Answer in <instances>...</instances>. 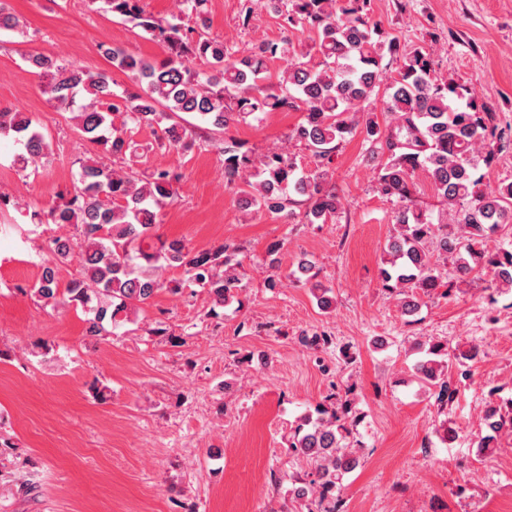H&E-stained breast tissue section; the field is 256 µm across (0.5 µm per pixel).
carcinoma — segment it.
<instances>
[{"mask_svg": "<svg viewBox=\"0 0 512 512\" xmlns=\"http://www.w3.org/2000/svg\"><path fill=\"white\" fill-rule=\"evenodd\" d=\"M177 2L176 13L158 19L145 13L140 0H103L105 10L157 38L166 50L161 59L105 50L130 89L115 91L107 72L87 71L51 55L27 59L48 102L68 109L79 136L102 151L81 165L69 198L39 220L70 225L77 234L52 239L31 288L37 300L57 308L81 307L86 335L96 340L132 322L131 315L164 288L175 293L200 288L218 307L233 301L245 276L236 249L222 244L196 251L156 235L161 210L173 200L180 176L170 167L135 170L145 151L133 135L156 125L159 147L178 153L196 145L183 113L222 133L232 122L248 117L259 122L282 109L302 112L288 140L304 145L316 168L299 169L281 149L255 159L236 142L224 143L218 147L224 179L236 189L241 207L276 214L301 207L307 224L334 222L341 196L324 161L359 134L376 162V190L394 205L391 222L398 232L380 274L384 288L401 289L404 310L415 312L417 295L442 287L441 259H451L462 277L489 271L495 283L512 288V249L485 247L512 224V182L488 189L476 175L479 165L492 167L504 148L498 115L472 89L438 75L429 51L399 50L397 40L372 21L371 0H270L285 9L288 25L307 33V40L296 43L283 36L242 56L208 36L207 0ZM19 28V18L1 3L0 31ZM387 57L399 64L383 88L388 120L382 125L373 108ZM197 59L205 68H195ZM273 60L281 61V68L270 70ZM1 136L22 144L15 158L21 171L52 163L48 136L26 113L1 110ZM420 170L428 173L442 205L437 218L418 206ZM73 263L74 272L62 281L61 271ZM169 267L182 269L183 278H162ZM419 352L415 370L425 384L443 376L439 366L473 361L479 354L471 347L452 356L440 342ZM509 406L505 411L487 403V434L479 439L478 453L493 451L499 433L512 430V401ZM348 410L344 401L331 412L320 408L317 415L305 416L290 443L294 452L318 462L312 482L319 489L316 512H336L340 480L358 464L346 451Z\"/></svg>", "mask_w": 512, "mask_h": 512, "instance_id": "obj_1", "label": "carcinoma"}]
</instances>
